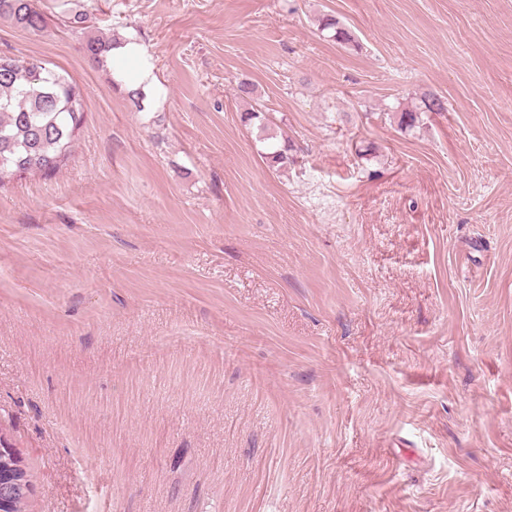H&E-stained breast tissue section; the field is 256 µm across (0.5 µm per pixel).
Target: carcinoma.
Wrapping results in <instances>:
<instances>
[{
  "instance_id": "obj_1",
  "label": "carcinoma",
  "mask_w": 512,
  "mask_h": 512,
  "mask_svg": "<svg viewBox=\"0 0 512 512\" xmlns=\"http://www.w3.org/2000/svg\"><path fill=\"white\" fill-rule=\"evenodd\" d=\"M0 17L23 30L46 26L40 0H0ZM321 28L332 31V38L339 42L351 41L350 32L332 16L322 18ZM118 45L117 40L96 36L87 39L85 51L93 61L104 63L110 59V49ZM111 84L123 87L120 80ZM125 91L136 110H143V89L127 87ZM84 120L85 89L79 81L37 60L0 55V185L14 176L59 169L69 159ZM288 151L286 140L272 147L264 153L267 166L288 167Z\"/></svg>"
}]
</instances>
